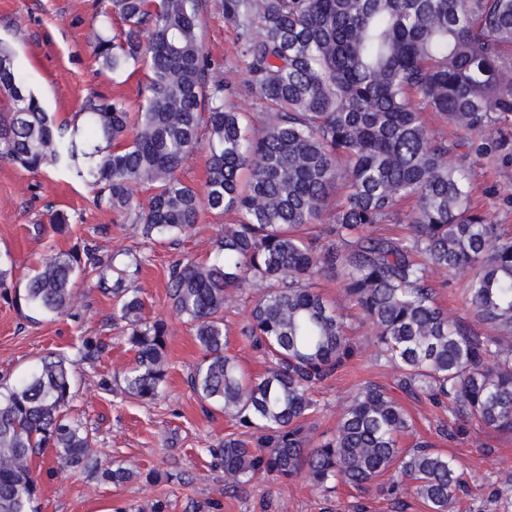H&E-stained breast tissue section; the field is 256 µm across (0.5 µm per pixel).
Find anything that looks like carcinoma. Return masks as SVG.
Segmentation results:
<instances>
[{"label": "carcinoma", "mask_w": 512, "mask_h": 512, "mask_svg": "<svg viewBox=\"0 0 512 512\" xmlns=\"http://www.w3.org/2000/svg\"><path fill=\"white\" fill-rule=\"evenodd\" d=\"M214 2L239 28L248 87L270 111L260 129L250 132L224 103V80L199 34L200 0H96L95 60L114 76L148 69L142 111L132 123L121 100L99 95L59 121L16 67L0 69V94L11 103L0 112V162L73 171L96 190V205L158 243L188 235L204 209L237 215L212 258L176 262L167 279L175 314L202 353L190 388L242 428L211 449L224 491L260 475L369 492L392 472L386 492L408 484L428 512H450L465 473L426 442L400 447L413 423L384 389L360 388L334 433L314 436L315 387L356 355L347 315L314 280L341 284L403 392L448 403V437L473 419L512 434V234L472 207L461 152L512 117V0ZM114 14L124 22L115 33ZM425 110L452 135L432 134ZM203 124L199 190L178 171L199 149ZM140 186L150 190L145 201ZM406 201L409 233H376L400 221ZM142 263L130 250L106 263L88 244L52 250L21 299L36 316L70 315L77 275L99 269V287L116 301L113 326L134 353L119 389L153 402L167 382L169 329L144 317L129 285ZM437 271L469 274L464 293L486 332L436 304ZM244 295L251 304L241 338L270 362L257 378L225 351L224 305ZM75 364L48 356L0 390V512H36L32 462L48 447L63 470L115 486L133 477L120 464L101 467L91 433L69 419Z\"/></svg>", "instance_id": "1"}]
</instances>
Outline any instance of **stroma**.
<instances>
[{"instance_id": "1", "label": "stroma", "mask_w": 512, "mask_h": 512, "mask_svg": "<svg viewBox=\"0 0 512 512\" xmlns=\"http://www.w3.org/2000/svg\"><path fill=\"white\" fill-rule=\"evenodd\" d=\"M200 17L204 50L233 91L227 106L244 113L252 127L264 125V103L257 92L244 87L234 24L214 8L212 0H202ZM97 23L92 0H0V40L14 48L19 73L58 118H73L86 97L95 93L123 99L133 112L144 103L145 67L117 78L98 74L87 39ZM483 145V151H471L465 160L473 197L495 223L512 232V121L496 125ZM92 197L90 187L69 173L50 169L32 173L0 164V256L13 261L14 280L22 285L44 253L69 249L80 238L92 242L105 260L126 249L143 252L147 262L136 286L146 303V317L169 324V381L162 397L151 403L120 393L114 377L131 364L133 353L112 325L113 298L103 294L94 279H78L73 315L37 323L26 319L24 305L13 294L0 296V379L18 378L51 352L75 355L80 339L102 343L104 351L98 359L79 364L77 396L69 415L90 431L103 465L121 463L134 472L132 479L115 486L86 471H61L52 451H44L33 462L39 512H428L408 488L394 500L342 484L335 491L319 492L301 480L261 477L237 493H225L224 470L210 450L234 426L223 412L204 411L187 383L200 352L189 325L172 310L166 278L175 260H206L222 227L233 223L234 217L205 212L178 245L152 244L145 242L136 225L121 223L108 208L94 207ZM57 210L71 215V234L54 230L50 216ZM249 310V304L237 301L225 310L224 322L229 353L246 373L257 377L269 363L240 338ZM348 322L358 354L317 388L315 397L322 410L311 420L316 434L333 432L342 403L361 385L382 386L413 419L414 430L401 438V447L420 440L432 442L461 469L476 474V482L459 492L452 512H512V504L495 495L496 489L512 483V435L474 422L463 435L444 436L447 408L401 392L400 373L378 359L368 324L353 309ZM153 471L159 472L158 481H149Z\"/></svg>"}]
</instances>
